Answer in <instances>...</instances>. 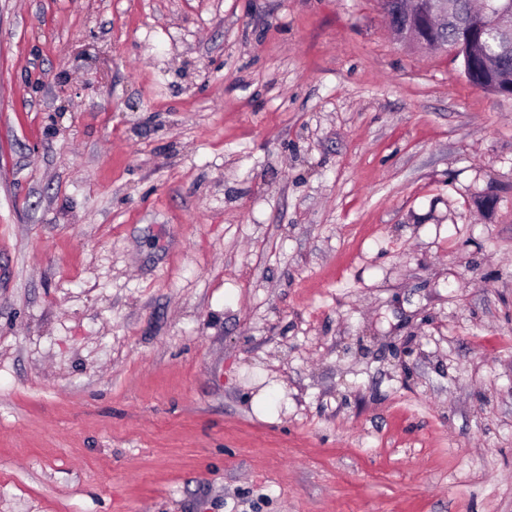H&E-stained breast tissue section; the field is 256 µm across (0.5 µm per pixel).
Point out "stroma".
Masks as SVG:
<instances>
[{
	"mask_svg": "<svg viewBox=\"0 0 512 512\" xmlns=\"http://www.w3.org/2000/svg\"><path fill=\"white\" fill-rule=\"evenodd\" d=\"M0 512H512V98L379 0H0ZM412 15L406 16L408 22L406 25L402 26V36H407V34H412L414 36V40L410 43L418 48H424L425 46H430L429 42L424 36V29L428 27L427 20L424 16L420 15L418 8V0L413 2V8L411 10Z\"/></svg>",
	"mask_w": 512,
	"mask_h": 512,
	"instance_id": "35a3bbf8",
	"label": "stroma"
}]
</instances>
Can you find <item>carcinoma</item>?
Returning a JSON list of instances; mask_svg holds the SVG:
<instances>
[{
    "instance_id": "1",
    "label": "carcinoma",
    "mask_w": 512,
    "mask_h": 512,
    "mask_svg": "<svg viewBox=\"0 0 512 512\" xmlns=\"http://www.w3.org/2000/svg\"><path fill=\"white\" fill-rule=\"evenodd\" d=\"M488 10L479 12L473 0H431L427 9L448 8V25L435 33L438 43L456 50L471 84L489 91L498 74L512 73V37L493 25L496 0H487Z\"/></svg>"
}]
</instances>
